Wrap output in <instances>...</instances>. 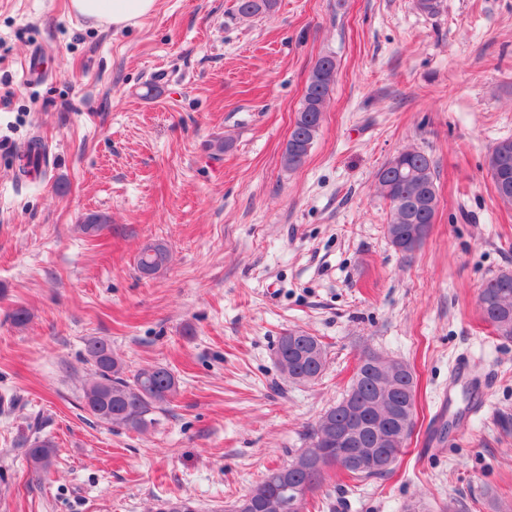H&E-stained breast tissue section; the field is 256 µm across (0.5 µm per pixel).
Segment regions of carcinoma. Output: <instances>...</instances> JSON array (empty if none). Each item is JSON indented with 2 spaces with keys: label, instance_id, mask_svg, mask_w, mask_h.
Listing matches in <instances>:
<instances>
[{
  "label": "carcinoma",
  "instance_id": "cac0c4a2",
  "mask_svg": "<svg viewBox=\"0 0 512 512\" xmlns=\"http://www.w3.org/2000/svg\"><path fill=\"white\" fill-rule=\"evenodd\" d=\"M276 0H237V11L243 17L268 13ZM336 81V61L325 55L319 58L308 78L303 101L294 122L293 130L283 153L284 165L295 169L302 165L321 127L325 104ZM46 164V154L29 147L20 156L18 172L24 175L31 169ZM495 192H500L501 179L497 171L508 175L512 183V139L494 147L487 157ZM380 194L388 201L390 223L432 224L437 206L422 210L416 208L414 196L423 188L430 200L437 199L435 166L433 160L417 150H406L388 160L377 172ZM170 259L167 246L161 242L146 244L139 252L137 270L144 276H154L166 269ZM479 309L483 320L495 334L512 339V274L502 272L489 279L480 289ZM86 362L93 369V377L82 388L83 408L96 420L113 428L145 434L155 423L153 415L164 409L179 390L177 378L165 367L146 365L132 375L126 374L123 362L112 352L104 339L93 338L85 345ZM280 356L277 365L285 380L292 383H312L322 375L326 365V350L321 340L305 331H289L280 337L275 348ZM383 373L369 362L357 364L356 372L346 398L356 401L370 411L375 409L378 394L392 392L396 397L395 426L415 427L407 422L408 410H416V384L411 368L389 374L390 361H383ZM350 406L340 401L330 407L311 427L307 435L309 445L294 456V460L266 472L245 494L232 505L231 512H290L288 493L284 487L295 485L301 492L302 512L315 492L329 479L325 469L294 468L297 460L336 447V429L347 426ZM361 447L378 450L395 448L402 453L411 435L384 439L382 432L371 427L360 432ZM57 455L56 445L50 439H35L27 448V458L36 474H46L53 467ZM336 471L353 479L384 477L392 470L356 469L338 466ZM160 512H198L193 501L176 497L163 503Z\"/></svg>",
  "mask_w": 512,
  "mask_h": 512
}]
</instances>
